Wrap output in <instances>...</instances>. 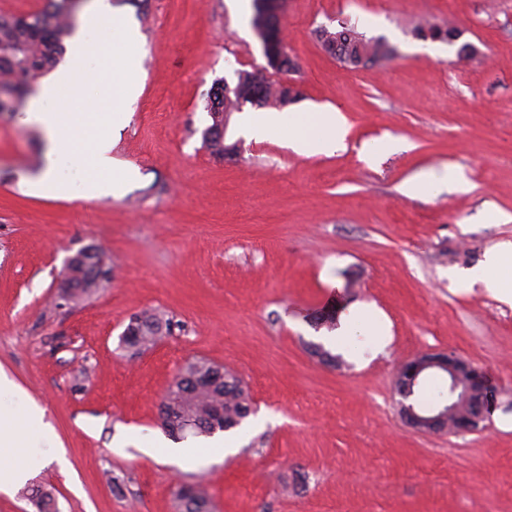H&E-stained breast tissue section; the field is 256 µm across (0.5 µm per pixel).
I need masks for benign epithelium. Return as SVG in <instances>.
<instances>
[{
  "mask_svg": "<svg viewBox=\"0 0 512 512\" xmlns=\"http://www.w3.org/2000/svg\"><path fill=\"white\" fill-rule=\"evenodd\" d=\"M432 375L446 378L447 391L434 403L415 409L400 405L406 424L423 434L475 431L489 405L481 374L467 361L446 351L425 352L405 361L396 377L399 395L405 396L424 385Z\"/></svg>",
  "mask_w": 512,
  "mask_h": 512,
  "instance_id": "obj_1",
  "label": "benign epithelium"
}]
</instances>
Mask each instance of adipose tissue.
Instances as JSON below:
<instances>
[{
    "label": "adipose tissue",
    "mask_w": 512,
    "mask_h": 512,
    "mask_svg": "<svg viewBox=\"0 0 512 512\" xmlns=\"http://www.w3.org/2000/svg\"><path fill=\"white\" fill-rule=\"evenodd\" d=\"M105 30L106 37L90 41L86 30ZM132 32L113 14L109 0H93L84 29L71 42V60L41 85L26 119L44 133L47 150L42 168L21 182L40 197L100 200L110 197L121 170L112 156V133L131 120L128 101L142 90L138 66L115 52V44L130 41ZM107 86L105 109L82 112L78 106L96 81ZM247 123L257 138L279 133L301 155L345 149L346 120L336 111L309 115L307 124L285 123L277 112L255 113ZM481 276L487 288L512 304V246L490 252ZM44 411L6 372H0V493L9 494L27 477L20 455L31 449L57 456L63 445L43 421Z\"/></svg>",
    "instance_id": "adipose-tissue-1"
}]
</instances>
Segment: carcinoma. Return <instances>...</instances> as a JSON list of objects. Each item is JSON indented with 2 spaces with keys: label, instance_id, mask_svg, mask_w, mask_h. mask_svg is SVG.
<instances>
[{
  "label": "carcinoma",
  "instance_id": "obj_1",
  "mask_svg": "<svg viewBox=\"0 0 512 512\" xmlns=\"http://www.w3.org/2000/svg\"><path fill=\"white\" fill-rule=\"evenodd\" d=\"M74 6L67 0H47L42 10L25 16H0V109L16 111L22 104L24 88L54 69L65 53V41L74 29ZM273 56H290L277 23H272ZM340 53L353 61L366 55L375 58L382 52L380 39H368L355 28L341 26L336 31ZM272 103L286 105L282 87L264 84L253 73L238 76L230 97H224V79L213 82L212 93L206 101L211 124L203 132L210 152L224 157L236 149L224 143V111L234 112L241 105ZM110 281L108 271L101 266L97 255L79 253V258L67 265L59 285V299L69 304L95 294ZM336 310L312 312L309 322L317 329L332 330L336 326ZM171 320L155 311H143L132 316L126 326L127 336L121 340L124 350L136 355L153 346L163 332L170 330ZM250 414L249 392L242 379L232 370L196 360L186 364L168 387L158 407V426L175 439L187 434L209 437L218 431L239 427ZM28 501L37 512H57L52 490L37 485L27 488ZM180 512H209L207 489L197 482H183L177 489Z\"/></svg>",
  "mask_w": 512,
  "mask_h": 512
}]
</instances>
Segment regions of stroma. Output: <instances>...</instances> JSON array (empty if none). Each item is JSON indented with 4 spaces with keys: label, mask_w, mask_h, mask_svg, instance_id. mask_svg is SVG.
Here are the masks:
<instances>
[{
    "label": "stroma",
    "mask_w": 512,
    "mask_h": 512,
    "mask_svg": "<svg viewBox=\"0 0 512 512\" xmlns=\"http://www.w3.org/2000/svg\"><path fill=\"white\" fill-rule=\"evenodd\" d=\"M110 2L143 85L112 155L137 178L102 200L29 195L20 175L46 150L24 121L33 97L0 112V367L66 449L31 460L29 483L59 512H177L182 481L208 489L211 512H512V305L466 276L512 242V0H285V75L234 0ZM428 21L462 30L477 55L419 39ZM343 24L393 56L354 67L326 54L319 30ZM242 71L300 85L287 118L340 111L346 150L247 138L234 112L225 140L238 150L214 156L207 93ZM451 173L465 188L438 186ZM87 249L111 259V279L59 305L63 269ZM332 305L336 334L363 312L379 335L327 341L305 314ZM149 309L178 327L128 360L120 336ZM426 351L495 386L477 431L424 435L402 419L397 370ZM194 358L236 371L253 412L235 454L223 433L190 436L207 461L174 465L158 404Z\"/></svg>",
    "instance_id": "1"
}]
</instances>
